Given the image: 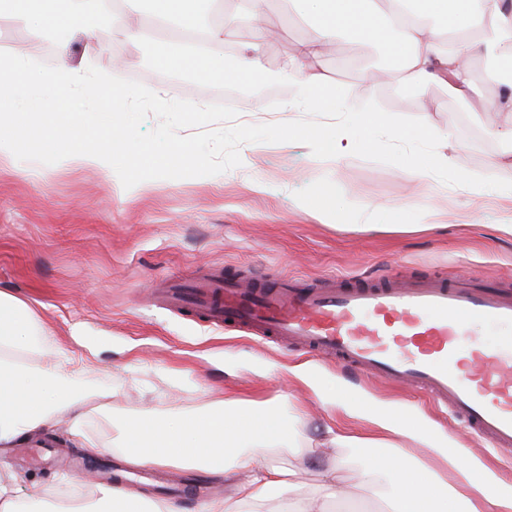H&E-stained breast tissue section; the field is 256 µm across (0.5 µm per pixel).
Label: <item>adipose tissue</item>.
Instances as JSON below:
<instances>
[{
	"label": "adipose tissue",
	"instance_id": "ef3b65f1",
	"mask_svg": "<svg viewBox=\"0 0 512 512\" xmlns=\"http://www.w3.org/2000/svg\"><path fill=\"white\" fill-rule=\"evenodd\" d=\"M315 24L311 38L300 43L280 69L281 79L292 84L296 103L322 109L327 99L344 95L321 67L326 45L349 32L374 42L396 31L398 66L388 81L429 89L446 85L461 99L477 97L480 88L472 69L470 43L448 50L452 30L480 32L494 48L512 50V8L507 0H294ZM197 0H150L156 23L181 22L199 30L196 42L178 44L150 36L145 27L130 26L128 39L150 41L157 66L177 64L190 70L219 73L228 80L265 77L264 48L270 33L259 30L246 52L237 53L233 67L224 62V43L242 18L263 20L268 0H238L235 9L214 21L202 20ZM113 12L111 0H0V18L24 25L30 44L81 25L95 30ZM53 331L28 302L0 292V446L23 447L28 440L65 424L66 441L88 451L99 442L87 435V411L92 393L61 379L58 366H33L32 358L52 340ZM381 435L355 433L329 421L323 434L329 446L316 459L312 484L301 473L281 466L283 456L306 453L304 434L271 405L227 398L215 406L174 417H144L135 422L112 423V446L134 464L193 469L223 480L224 493L196 503L193 512H264L270 493L283 491L279 512H334L337 501L353 498L355 484L344 475L347 448H371L369 465L379 474L375 494L381 512H512V495L477 485L458 459L448 465L456 473L448 484L436 470L410 462L395 437L418 439L404 421H380ZM54 512H179L171 503L155 502L141 493L121 488L103 491L95 506L80 499L58 503Z\"/></svg>",
	"mask_w": 512,
	"mask_h": 512
}]
</instances>
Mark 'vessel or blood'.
I'll return each mask as SVG.
<instances>
[{"instance_id":"b4317fda","label":"vessel or blood","mask_w":512,"mask_h":512,"mask_svg":"<svg viewBox=\"0 0 512 512\" xmlns=\"http://www.w3.org/2000/svg\"><path fill=\"white\" fill-rule=\"evenodd\" d=\"M157 299L421 390L448 407L472 438L512 453V294L494 285L395 276L352 288L292 278L255 288L214 279L168 283ZM475 325L501 329L500 342L464 349Z\"/></svg>"}]
</instances>
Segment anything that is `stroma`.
<instances>
[{
	"mask_svg": "<svg viewBox=\"0 0 512 512\" xmlns=\"http://www.w3.org/2000/svg\"><path fill=\"white\" fill-rule=\"evenodd\" d=\"M283 0H270L269 18L279 36L267 44L266 85L281 88L254 112L249 98L237 102V121L264 124L302 118L283 110L288 82L278 78L282 60L314 32L309 19L283 17ZM144 14L126 0L119 19L88 32L74 28L64 46L50 53L31 47L24 26L0 19V43L49 65L111 69L113 54L130 65L124 76L158 95L199 105L216 103L222 75L197 76L162 69L151 46L125 35V20ZM378 52L375 42L343 37L325 49L322 65L353 103L376 100L386 111L452 130L462 147L448 169L415 180L410 170L357 156L336 162L316 158L302 143H246L242 164L214 176L146 181L135 195L99 173L73 171L63 163L44 165L0 160V292L37 306L52 327L54 343L69 360L61 371L99 398L89 421L135 419L212 405L232 395L249 401L301 400L310 418L305 433L318 447L328 417L363 433L378 432L376 409L399 414L411 409L423 426H436L431 442L412 441L410 457L440 464L441 448L456 438L455 421L407 386L363 380L334 359H321L281 341L265 342L231 325L215 326L199 315L156 305L152 291L170 277L204 280L220 274L251 277L254 285L279 277L319 284L335 277L346 284L374 282L395 272L415 277L448 275L497 282L512 293V236L497 232L512 223V206L497 198L512 168L495 166L512 147L484 133L485 119L503 103L499 84L482 71L485 53L473 59L479 97L460 106L446 86L403 101L400 84L364 81ZM332 211L316 210L322 195ZM395 224H416V233H395ZM82 335H70L72 325ZM372 395L376 406L347 409L352 391ZM93 457L88 499L99 496L103 472L121 488L163 500L160 482L146 467H132L110 447ZM35 461L16 459L0 447V471L20 479V494L57 493L81 481L88 469L76 448L43 439L27 445ZM466 463L482 467L501 490L512 493V456L486 454L469 441Z\"/></svg>",
	"mask_w": 512,
	"mask_h": 512,
	"instance_id": "obj_1",
	"label": "stroma"
}]
</instances>
